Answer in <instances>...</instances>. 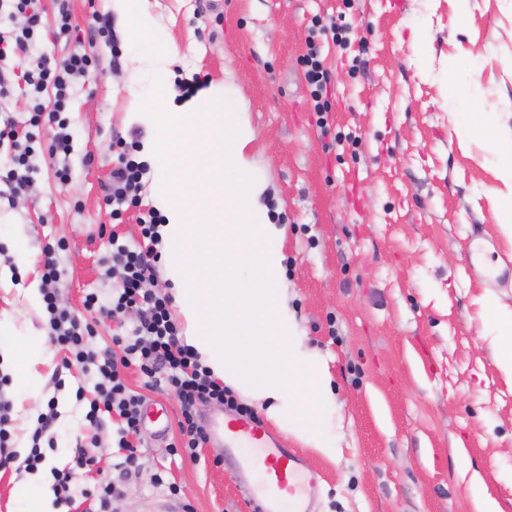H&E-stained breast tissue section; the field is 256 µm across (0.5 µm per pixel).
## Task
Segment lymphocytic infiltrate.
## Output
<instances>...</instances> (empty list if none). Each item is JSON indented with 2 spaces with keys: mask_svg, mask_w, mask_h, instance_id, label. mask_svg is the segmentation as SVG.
<instances>
[{
  "mask_svg": "<svg viewBox=\"0 0 512 512\" xmlns=\"http://www.w3.org/2000/svg\"><path fill=\"white\" fill-rule=\"evenodd\" d=\"M17 12L25 14L26 24L13 40L0 36V61L15 57L21 69L20 78L26 88L40 94L52 90L54 100L51 106L36 105L29 119L33 129L57 127L53 152H69L72 135L64 118L71 97L72 80L85 74L95 63L87 51L77 50L62 60H54L44 54H36L34 40L42 29L41 14L36 0H13ZM26 134L27 141L14 156L17 172L7 176L5 184L8 195H16L24 190L30 181L32 167L29 163L34 136ZM142 163L134 159L122 158L112 171V198L117 203L137 204L143 175ZM161 216L150 214L142 224L143 241L132 246L113 242L112 265L108 269L114 280L112 295L100 299L97 294H87L84 306L87 310L103 317L132 315L136 324L127 337H115V350L95 351L89 348L87 339L93 336L91 324L81 323L79 318L59 307L58 288L62 273L53 254H46L44 260L43 300L52 330L50 340L60 350L71 356L72 363L79 366L82 373H96L93 399H86L84 387H77V400H88L89 408L85 419L89 426H97L102 415L118 418L117 446L123 452L116 463L121 478H128L138 467L137 449L131 439L141 427V407L143 398L135 394L126 384L124 372L130 367H138L142 374L150 378L164 380L180 401L181 417L178 427L181 439L171 443L173 453H181L190 459H197L201 443L207 442L208 434L198 423L196 406L202 402H214L225 406L238 415L254 418V411L239 403L229 388L212 378L199 356L180 338V327L171 312L172 300L145 289L146 281L154 278L156 263L160 257L158 246L161 242L158 227ZM11 408L0 401V467H6L15 460H23L26 469L34 470L41 465L45 456L39 447L45 428L56 419V407H49L40 414L39 428H36L33 444L26 457H18L11 449L13 439Z\"/></svg>",
  "mask_w": 512,
  "mask_h": 512,
  "instance_id": "lymphocytic-infiltrate-1",
  "label": "lymphocytic infiltrate"
}]
</instances>
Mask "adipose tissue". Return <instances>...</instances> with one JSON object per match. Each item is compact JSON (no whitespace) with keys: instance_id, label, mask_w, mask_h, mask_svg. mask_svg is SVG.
I'll use <instances>...</instances> for the list:
<instances>
[{"instance_id":"adipose-tissue-1","label":"adipose tissue","mask_w":512,"mask_h":512,"mask_svg":"<svg viewBox=\"0 0 512 512\" xmlns=\"http://www.w3.org/2000/svg\"><path fill=\"white\" fill-rule=\"evenodd\" d=\"M144 2L112 5L153 45L148 54L131 51L122 82L131 111L147 114L154 130L142 152L166 219L159 227L161 260L187 326L184 342L213 378L256 403L269 421L335 457L339 440L326 423L335 399L331 376L288 317L283 255L272 243L278 230L259 203L265 185L245 154L252 132L235 96L214 87L178 105L168 100V37ZM482 333L493 339L498 367L511 374L512 312L488 302ZM42 357L40 340L0 318V363L21 387L33 385Z\"/></svg>"}]
</instances>
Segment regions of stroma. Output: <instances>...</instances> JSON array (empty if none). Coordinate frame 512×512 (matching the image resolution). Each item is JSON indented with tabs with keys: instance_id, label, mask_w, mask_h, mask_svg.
<instances>
[{
	"instance_id": "stroma-1",
	"label": "stroma",
	"mask_w": 512,
	"mask_h": 512,
	"mask_svg": "<svg viewBox=\"0 0 512 512\" xmlns=\"http://www.w3.org/2000/svg\"><path fill=\"white\" fill-rule=\"evenodd\" d=\"M40 52L58 59L74 49L96 59L93 79L78 80L68 118L69 155H51L53 131L33 147L29 188L0 200V315L29 336H48L43 302L46 247L63 271L58 303L87 319L101 350L132 328L83 305L106 298L112 238L141 241V217L155 210L151 174L138 206L114 214L107 187L117 138L153 134L130 112L120 77L134 47L129 23L106 0H69L70 36L54 37L57 6L39 2ZM170 37L172 90L186 82L221 85L240 97L241 119L254 132L246 153L266 185L262 202L282 229L288 308L310 347L325 359L336 394L330 423L340 454L324 457L284 428L266 430L316 471L317 512H475L468 486L482 480L501 512H512V376L497 366L490 337L480 335L488 299L512 311V288L494 290L487 276L512 237L500 229V205L512 195L500 162L482 140H461L463 105L456 84L495 135H512V0H147ZM465 21H458V14ZM346 26L348 47L319 37L330 77L326 118L340 144L320 137L311 88L301 64L313 30ZM68 169L67 181L57 170ZM477 261H470L471 251ZM48 346L37 382L0 388L12 407L13 445L26 456L48 401L58 418L35 472L0 469V512H16L14 485L36 479L51 492L52 468L71 465L86 436L77 386L95 374L63 366ZM177 426L157 439L142 426L133 443L139 471L127 480L117 512H165L173 482L193 512H253L246 479L221 442L202 445L198 461L170 454ZM111 418L97 432L82 490L111 479L120 456ZM165 485L153 486L156 473Z\"/></svg>"
}]
</instances>
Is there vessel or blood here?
<instances>
[{"instance_id":"obj_1","label":"vessel or blood","mask_w":512,"mask_h":512,"mask_svg":"<svg viewBox=\"0 0 512 512\" xmlns=\"http://www.w3.org/2000/svg\"><path fill=\"white\" fill-rule=\"evenodd\" d=\"M244 476L255 478L257 512H310L308 498L317 479L301 458L254 421L237 417L215 432Z\"/></svg>"}]
</instances>
